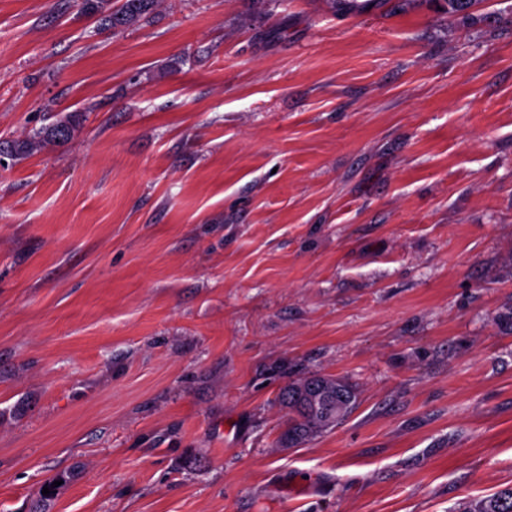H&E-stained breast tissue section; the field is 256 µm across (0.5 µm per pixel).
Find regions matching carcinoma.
<instances>
[{
  "mask_svg": "<svg viewBox=\"0 0 512 512\" xmlns=\"http://www.w3.org/2000/svg\"><path fill=\"white\" fill-rule=\"evenodd\" d=\"M106 0H81L82 11L90 16H100V24L106 28H124L138 24L147 19L162 3V0H122V3L111 12H105ZM440 9L452 17L467 11L478 3V0H435ZM79 124L76 116L68 115L59 119L52 126L32 135L24 136L0 146V153H7L15 159H24L48 146H59L73 138ZM314 375H308L283 387L278 394L280 405L287 409L286 428L281 436V443L288 447L299 446L313 437L332 429L348 419L356 408L358 392L348 382L323 376L331 391L341 390L351 397L350 409L336 414V419L328 423L311 409L303 396V390L310 386ZM464 512H512V487L501 489L494 494L477 501L464 509Z\"/></svg>",
  "mask_w": 512,
  "mask_h": 512,
  "instance_id": "1",
  "label": "carcinoma"
}]
</instances>
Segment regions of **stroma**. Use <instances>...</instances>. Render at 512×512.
<instances>
[{
  "mask_svg": "<svg viewBox=\"0 0 512 512\" xmlns=\"http://www.w3.org/2000/svg\"><path fill=\"white\" fill-rule=\"evenodd\" d=\"M70 114L0 165V512L512 486V0H0V141ZM308 373L359 405L285 448ZM109 0H82V11L90 16L100 15L101 26L105 28H124L138 24L149 18L163 0H122L121 4L105 14L104 2ZM79 124L75 115L59 119L55 124L33 135L24 136L10 142L6 147L0 143V153H7L15 159H24L48 146H59L73 138ZM314 379H320L326 382L331 391L336 392V389L341 390L352 399L350 408L343 413L336 414V419L330 423L324 420L331 419L335 413L331 411L333 406L331 399L323 398L321 400L325 408L323 420L318 413L313 412L309 402L303 396V390L310 386ZM322 390V386L311 385L307 391V395L314 397L321 393ZM278 401L280 405L288 411V419L286 428L281 436V443L291 448L299 446L312 439L314 436L346 421L357 406L358 392L353 385L344 380L327 376L322 377L321 375H308L283 387L278 394Z\"/></svg>",
  "mask_w": 512,
  "mask_h": 512,
  "instance_id": "35a3bbf8",
  "label": "stroma"
}]
</instances>
